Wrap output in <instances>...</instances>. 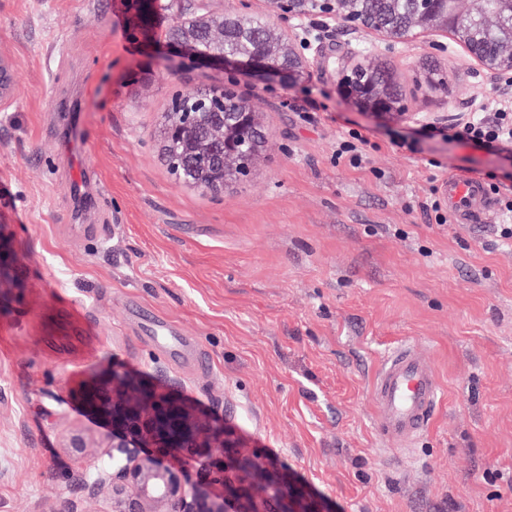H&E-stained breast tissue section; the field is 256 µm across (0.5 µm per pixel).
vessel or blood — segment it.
Masks as SVG:
<instances>
[{
  "label": "vessel or blood",
  "instance_id": "obj_1",
  "mask_svg": "<svg viewBox=\"0 0 512 512\" xmlns=\"http://www.w3.org/2000/svg\"><path fill=\"white\" fill-rule=\"evenodd\" d=\"M448 211L456 223L471 224L491 209L493 199L476 176H452L443 187ZM438 381L411 345L384 358L373 384L381 434L408 448L426 431L439 400Z\"/></svg>",
  "mask_w": 512,
  "mask_h": 512
}]
</instances>
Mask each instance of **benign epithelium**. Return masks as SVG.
Wrapping results in <instances>:
<instances>
[{"mask_svg":"<svg viewBox=\"0 0 512 512\" xmlns=\"http://www.w3.org/2000/svg\"><path fill=\"white\" fill-rule=\"evenodd\" d=\"M411 20L408 34L443 32L461 44L469 57L496 81H512V0H407ZM155 0H135L134 29L148 32ZM275 11L295 19L318 15L338 25L375 33L386 40L396 38L389 29H377L359 10L355 0H271ZM249 19L226 13L203 26H176L168 33L171 44L194 57L218 63L226 69L263 73L293 82L309 74L303 56L266 33L264 48L252 46ZM239 37L235 51H224V37ZM208 37L215 46L203 50ZM490 36L496 51L486 53L482 40ZM339 94L376 115L411 120L389 100L384 88L368 85L354 89L349 74L338 82ZM192 106L173 113L165 138L176 148L174 170L194 167L191 182L211 192L224 189L230 177L250 171L257 148L248 131L259 126L258 113L248 106L225 111L221 94L185 93ZM86 399L101 415L112 420V444L106 453L112 467H98L93 486L109 492L108 512H306L302 499L291 500L283 486L266 480L243 494L228 473L244 471L246 464L227 430L196 417L170 396L159 394L130 377L107 376L91 389ZM183 456L206 459L199 474L206 483L224 482V496L210 497L199 488H188L176 462Z\"/></svg>","mask_w":512,"mask_h":512,"instance_id":"1","label":"benign epithelium"}]
</instances>
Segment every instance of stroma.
Returning <instances> with one entry per match:
<instances>
[{
  "label": "stroma",
  "mask_w": 512,
  "mask_h": 512,
  "mask_svg": "<svg viewBox=\"0 0 512 512\" xmlns=\"http://www.w3.org/2000/svg\"><path fill=\"white\" fill-rule=\"evenodd\" d=\"M128 2L0 0V512H108L67 445L103 455L112 429L80 394L115 371L228 427L320 512H512V244L495 210L436 221L448 175L512 190L511 157L441 132L512 87L455 41L436 52L345 27L298 45L305 79L224 70L180 54L171 27L239 12L284 39L297 21L268 0H157L147 42ZM380 64L413 121L338 94L344 68ZM213 85L249 101L267 136L218 193L164 153L174 96ZM355 133L357 163L337 159ZM156 316L179 345L144 332ZM398 341L443 392L405 451L372 398Z\"/></svg>",
  "instance_id": "stroma-1"
}]
</instances>
